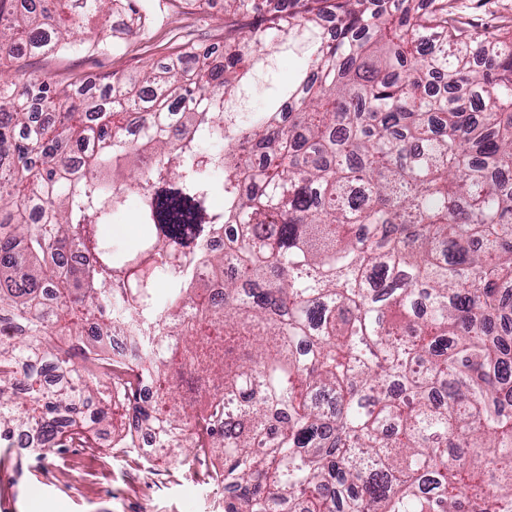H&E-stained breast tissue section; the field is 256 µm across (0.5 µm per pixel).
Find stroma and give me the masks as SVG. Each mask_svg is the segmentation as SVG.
Wrapping results in <instances>:
<instances>
[{"label":"stroma","instance_id":"stroma-1","mask_svg":"<svg viewBox=\"0 0 512 512\" xmlns=\"http://www.w3.org/2000/svg\"><path fill=\"white\" fill-rule=\"evenodd\" d=\"M146 33L130 37L121 18L99 49L31 54L24 48L0 54V68L16 78L36 71L51 84L76 76L90 81L166 62L189 41H224V0H131ZM107 435L17 458L0 449V502L8 512H224V490L205 483L204 469L180 460L153 466L111 447Z\"/></svg>","mask_w":512,"mask_h":512}]
</instances>
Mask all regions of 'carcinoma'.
<instances>
[{
    "label": "carcinoma",
    "instance_id": "carcinoma-1",
    "mask_svg": "<svg viewBox=\"0 0 512 512\" xmlns=\"http://www.w3.org/2000/svg\"><path fill=\"white\" fill-rule=\"evenodd\" d=\"M9 2L7 52L112 27L114 0ZM283 45L305 68L243 108ZM215 53L101 87L0 69V448L85 441L109 406L112 447L149 428L224 512H512V25L224 0ZM131 196L126 250L99 226ZM124 332L125 359L87 357Z\"/></svg>",
    "mask_w": 512,
    "mask_h": 512
}]
</instances>
